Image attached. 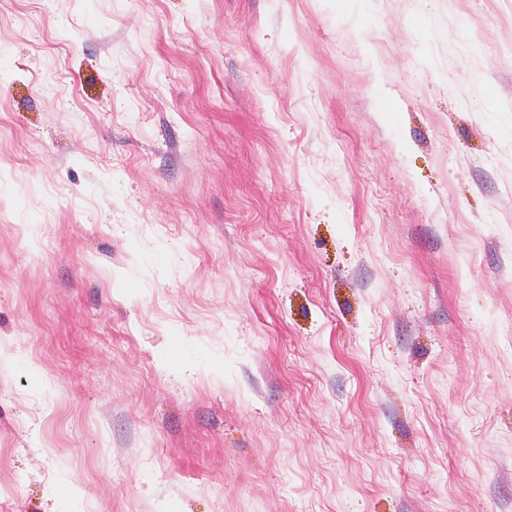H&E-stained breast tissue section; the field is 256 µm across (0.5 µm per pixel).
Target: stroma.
Listing matches in <instances>:
<instances>
[{
  "label": "stroma",
  "instance_id": "1",
  "mask_svg": "<svg viewBox=\"0 0 512 512\" xmlns=\"http://www.w3.org/2000/svg\"><path fill=\"white\" fill-rule=\"evenodd\" d=\"M512 0H0L7 512H512Z\"/></svg>",
  "mask_w": 512,
  "mask_h": 512
}]
</instances>
